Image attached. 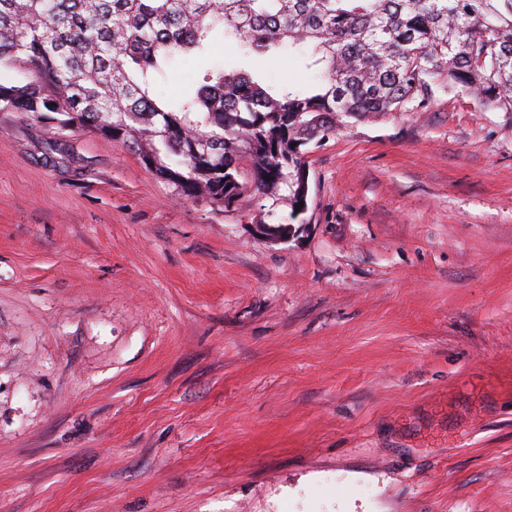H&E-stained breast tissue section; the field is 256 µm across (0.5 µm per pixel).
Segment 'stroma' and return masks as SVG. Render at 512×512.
<instances>
[{"instance_id": "35a3bbf8", "label": "stroma", "mask_w": 512, "mask_h": 512, "mask_svg": "<svg viewBox=\"0 0 512 512\" xmlns=\"http://www.w3.org/2000/svg\"><path fill=\"white\" fill-rule=\"evenodd\" d=\"M306 161L274 242L288 206L0 112V512H512V112L439 91Z\"/></svg>"}]
</instances>
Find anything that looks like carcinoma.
I'll return each mask as SVG.
<instances>
[{
    "label": "carcinoma",
    "mask_w": 512,
    "mask_h": 512,
    "mask_svg": "<svg viewBox=\"0 0 512 512\" xmlns=\"http://www.w3.org/2000/svg\"><path fill=\"white\" fill-rule=\"evenodd\" d=\"M219 34L241 66L159 96L156 78ZM284 52L314 85L251 73ZM2 71L25 79L0 81L1 110L54 113L138 150L182 197L228 208L249 191L296 218L307 146L345 118L412 112L438 90L512 112V0H0Z\"/></svg>",
    "instance_id": "cac0c4a2"
}]
</instances>
